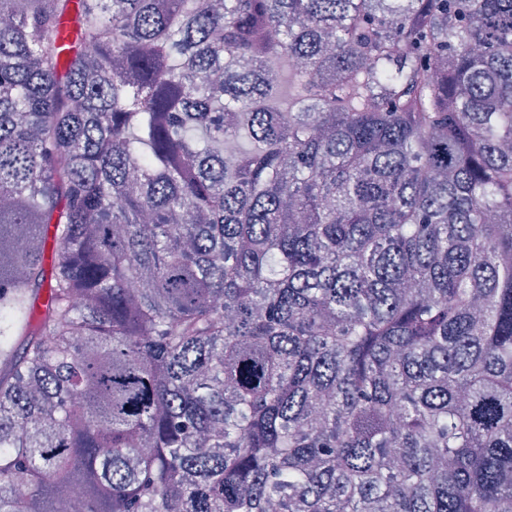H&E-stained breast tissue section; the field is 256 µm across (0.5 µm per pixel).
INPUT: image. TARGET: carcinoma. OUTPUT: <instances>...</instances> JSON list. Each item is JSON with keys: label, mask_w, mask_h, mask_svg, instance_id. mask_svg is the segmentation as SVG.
Returning a JSON list of instances; mask_svg holds the SVG:
<instances>
[{"label": "carcinoma", "mask_w": 512, "mask_h": 512, "mask_svg": "<svg viewBox=\"0 0 512 512\" xmlns=\"http://www.w3.org/2000/svg\"><path fill=\"white\" fill-rule=\"evenodd\" d=\"M75 497L512 512V0H0V512Z\"/></svg>", "instance_id": "carcinoma-1"}]
</instances>
